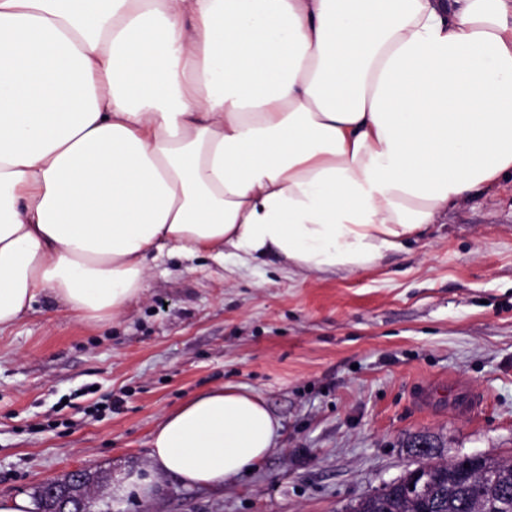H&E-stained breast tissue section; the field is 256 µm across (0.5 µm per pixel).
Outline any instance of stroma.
I'll return each instance as SVG.
<instances>
[{
  "instance_id": "obj_1",
  "label": "stroma",
  "mask_w": 512,
  "mask_h": 512,
  "mask_svg": "<svg viewBox=\"0 0 512 512\" xmlns=\"http://www.w3.org/2000/svg\"><path fill=\"white\" fill-rule=\"evenodd\" d=\"M149 266L116 321L77 320L45 294L0 331V496L36 497L85 466L145 470L162 414L219 384L279 421L263 463L221 489L155 477L118 512H348L417 466L420 437L440 460H512L511 178L358 272L272 256ZM440 385L470 392L475 413L418 401Z\"/></svg>"
}]
</instances>
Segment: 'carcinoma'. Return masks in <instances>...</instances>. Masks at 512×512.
<instances>
[{
	"label": "carcinoma",
	"mask_w": 512,
	"mask_h": 512,
	"mask_svg": "<svg viewBox=\"0 0 512 512\" xmlns=\"http://www.w3.org/2000/svg\"><path fill=\"white\" fill-rule=\"evenodd\" d=\"M482 469H498L507 474L508 491H512V462L487 457H474L464 463L448 461L432 467L430 496L420 502L408 500L404 487L396 485L378 496H366L354 505V512H480L475 504L483 500L495 505L500 499L498 490L478 486L471 481ZM72 489V477L67 474L40 487V512H64L68 508L63 492Z\"/></svg>",
	"instance_id": "carcinoma-1"
}]
</instances>
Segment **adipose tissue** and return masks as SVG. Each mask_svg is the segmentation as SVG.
Wrapping results in <instances>:
<instances>
[{
    "label": "adipose tissue",
    "instance_id": "ef3b65f1",
    "mask_svg": "<svg viewBox=\"0 0 512 512\" xmlns=\"http://www.w3.org/2000/svg\"><path fill=\"white\" fill-rule=\"evenodd\" d=\"M512 177V0H0V330L120 318L148 257L355 272ZM280 425L222 384L150 475L219 488Z\"/></svg>",
    "mask_w": 512,
    "mask_h": 512
}]
</instances>
